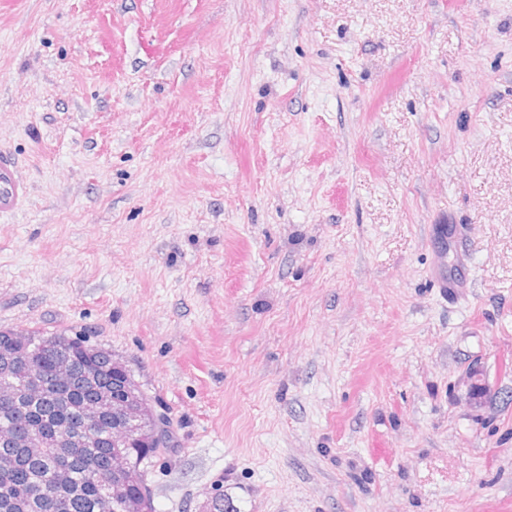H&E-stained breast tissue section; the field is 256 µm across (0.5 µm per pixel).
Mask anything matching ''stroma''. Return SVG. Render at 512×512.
Wrapping results in <instances>:
<instances>
[{"label": "stroma", "mask_w": 512, "mask_h": 512, "mask_svg": "<svg viewBox=\"0 0 512 512\" xmlns=\"http://www.w3.org/2000/svg\"><path fill=\"white\" fill-rule=\"evenodd\" d=\"M0 151V330L127 365L156 512H512V0H0ZM29 196L30 187L20 174L18 161L0 152V219L21 212Z\"/></svg>", "instance_id": "obj_1"}]
</instances>
